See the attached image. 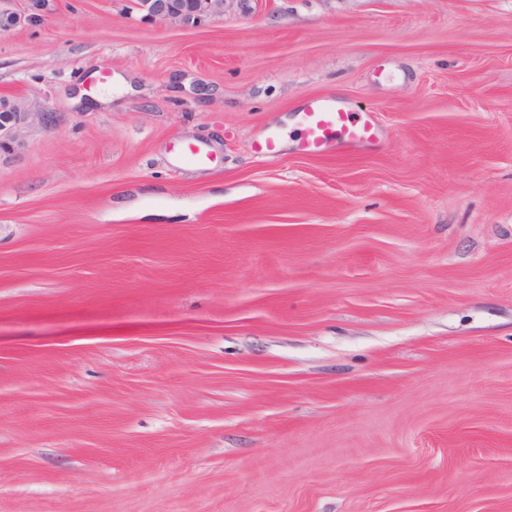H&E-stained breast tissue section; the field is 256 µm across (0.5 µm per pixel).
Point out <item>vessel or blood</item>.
Here are the masks:
<instances>
[{"label":"vessel or blood","mask_w":512,"mask_h":512,"mask_svg":"<svg viewBox=\"0 0 512 512\" xmlns=\"http://www.w3.org/2000/svg\"><path fill=\"white\" fill-rule=\"evenodd\" d=\"M295 118L301 127L295 150L306 157L338 155L378 138L374 112L353 111L348 101L333 95L308 98Z\"/></svg>","instance_id":"1"}]
</instances>
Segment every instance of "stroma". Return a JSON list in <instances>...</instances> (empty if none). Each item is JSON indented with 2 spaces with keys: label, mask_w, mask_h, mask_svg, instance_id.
Masks as SVG:
<instances>
[{
  "label": "stroma",
  "mask_w": 512,
  "mask_h": 512,
  "mask_svg": "<svg viewBox=\"0 0 512 512\" xmlns=\"http://www.w3.org/2000/svg\"><path fill=\"white\" fill-rule=\"evenodd\" d=\"M1 97L0 512H512V0H53ZM226 0H201L192 8L180 6L172 0H149L146 16L156 20L189 25L201 22L205 17L224 13ZM294 115L301 127L295 151L306 157L339 155L378 138L374 112H354L348 101L334 95L310 97Z\"/></svg>",
  "instance_id": "1"
}]
</instances>
